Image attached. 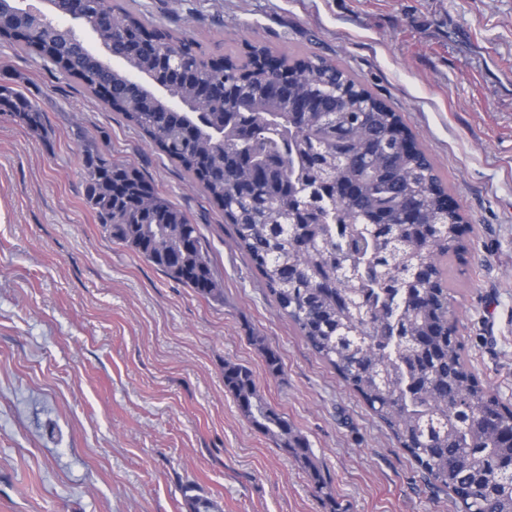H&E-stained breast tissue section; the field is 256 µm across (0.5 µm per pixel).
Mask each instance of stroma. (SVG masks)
Segmentation results:
<instances>
[{
	"mask_svg": "<svg viewBox=\"0 0 512 512\" xmlns=\"http://www.w3.org/2000/svg\"><path fill=\"white\" fill-rule=\"evenodd\" d=\"M211 56L250 43L347 69L416 135L473 226L450 270L472 371L512 403V0H137ZM0 512H457L316 357L238 249L220 208L120 113L18 44L0 86ZM138 168L191 221L224 290L208 301L102 227L86 143ZM280 357L270 372L262 354ZM308 442L328 482L240 412L225 363ZM2 91V92H1ZM0 111L9 112L16 120L31 130H43L45 114L23 94L0 88Z\"/></svg>",
	"mask_w": 512,
	"mask_h": 512,
	"instance_id": "35a3bbf8",
	"label": "stroma"
}]
</instances>
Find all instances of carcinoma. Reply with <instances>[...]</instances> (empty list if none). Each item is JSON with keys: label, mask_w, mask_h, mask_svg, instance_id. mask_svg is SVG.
Instances as JSON below:
<instances>
[{"label": "carcinoma", "mask_w": 512, "mask_h": 512, "mask_svg": "<svg viewBox=\"0 0 512 512\" xmlns=\"http://www.w3.org/2000/svg\"><path fill=\"white\" fill-rule=\"evenodd\" d=\"M120 31L84 0L80 22L115 69L78 36L38 22L42 57L142 131L199 185L281 312L391 432L428 484L461 512H512V407L471 371L458 336L449 266L471 228L401 116L335 63L249 45L207 57L199 44L113 5ZM207 94L206 112H168ZM0 111L31 130L45 114L0 91ZM86 200L118 241L200 297L223 289L197 225L136 167L85 148ZM245 418L327 487L307 441L257 394L252 372L224 365Z\"/></svg>", "instance_id": "carcinoma-1"}]
</instances>
